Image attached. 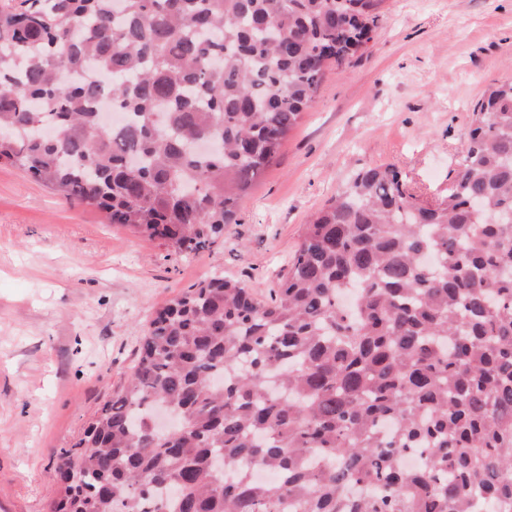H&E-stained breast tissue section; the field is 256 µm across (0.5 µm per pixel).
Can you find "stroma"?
Masks as SVG:
<instances>
[{
  "label": "stroma",
  "mask_w": 512,
  "mask_h": 512,
  "mask_svg": "<svg viewBox=\"0 0 512 512\" xmlns=\"http://www.w3.org/2000/svg\"><path fill=\"white\" fill-rule=\"evenodd\" d=\"M275 164L207 250L179 252L0 166V512H47L57 467L137 359L156 310L224 275L267 294L308 217L359 168L448 192L472 109L512 78V0H379Z\"/></svg>",
  "instance_id": "obj_1"
}]
</instances>
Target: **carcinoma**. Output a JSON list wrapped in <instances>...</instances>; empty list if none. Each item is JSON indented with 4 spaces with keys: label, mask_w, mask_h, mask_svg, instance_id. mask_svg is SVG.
I'll list each match as a JSON object with an SVG mask.
<instances>
[{
    "label": "carcinoma",
    "mask_w": 512,
    "mask_h": 512,
    "mask_svg": "<svg viewBox=\"0 0 512 512\" xmlns=\"http://www.w3.org/2000/svg\"><path fill=\"white\" fill-rule=\"evenodd\" d=\"M376 0L0 6V164L181 251L214 245ZM107 101L124 115L99 122ZM219 144L201 151L198 141ZM417 465L409 467L406 459ZM48 512H499L512 503V79L448 194L359 169L266 298L215 276L149 323Z\"/></svg>",
    "instance_id": "carcinoma-1"
}]
</instances>
